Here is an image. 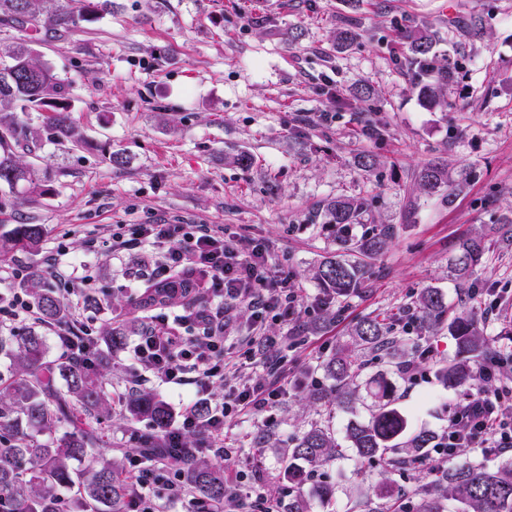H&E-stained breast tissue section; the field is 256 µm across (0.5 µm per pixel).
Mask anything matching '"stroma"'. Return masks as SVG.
<instances>
[{
    "mask_svg": "<svg viewBox=\"0 0 512 512\" xmlns=\"http://www.w3.org/2000/svg\"><path fill=\"white\" fill-rule=\"evenodd\" d=\"M473 15L481 20L475 33L467 29ZM423 27L457 74L437 108L419 97L397 44L399 30ZM343 28L353 39L340 46L334 35ZM35 50L64 81V102L88 144L34 149L30 160L52 194L0 188V234L19 224L45 229L41 252L15 256V264L42 267L49 250L73 259L98 236L86 272L91 302L81 310L94 333L124 312L142 259L138 250L119 258L109 250V234L126 225L221 224L268 244L292 273L302 312L268 319L265 335L288 336V344L261 347L245 373L213 384L208 401L265 375V357L287 358L279 400L226 420L232 454L223 461L225 477L253 493L237 512H259L264 498L287 503L281 463L300 428L318 421L341 439L351 419L369 416L361 403L328 414L306 399L311 385L324 384L318 365L347 326L381 314L393 317L396 335H418L409 307L426 288L461 308L463 290L448 275L456 241L512 215V0H362L356 8L348 0H112L110 10L88 12L78 30ZM241 152L252 156L250 167L234 163ZM367 153L377 168L362 167ZM434 158L470 174L452 204L415 181ZM339 196L365 203L353 238L395 228L367 287L343 305L312 277L335 247L320 209ZM473 281L477 314L496 334L512 321V247L492 245ZM334 312L338 321L324 323ZM427 344L420 377L397 380L396 397L412 427L439 432L458 394L438 382L436 364L456 347L447 335ZM321 479L337 491L314 512H347L381 475L347 456Z\"/></svg>",
    "mask_w": 512,
    "mask_h": 512,
    "instance_id": "stroma-1",
    "label": "stroma"
}]
</instances>
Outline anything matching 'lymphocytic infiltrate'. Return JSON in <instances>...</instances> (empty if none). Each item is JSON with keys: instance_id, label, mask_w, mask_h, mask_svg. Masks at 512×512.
<instances>
[{"instance_id": "f902f5d3", "label": "lymphocytic infiltrate", "mask_w": 512, "mask_h": 512, "mask_svg": "<svg viewBox=\"0 0 512 512\" xmlns=\"http://www.w3.org/2000/svg\"><path fill=\"white\" fill-rule=\"evenodd\" d=\"M137 248L146 254L143 264L150 280L201 274L207 280L209 301L197 309L183 307L174 316L163 312L153 315L129 349V380L137 386L154 380L190 392L188 403L182 405L161 437L163 447H179L184 435L202 430L210 438L213 456L224 458L228 454L225 418L272 407L280 389L270 381L243 387L204 419L196 412L197 399L207 393L214 380L239 371L251 361L256 344L263 341L266 318L288 317L299 306L301 299L293 279L277 268L265 245L235 239L220 224H133L127 233L113 236L110 242L116 256ZM22 276V269L0 268V325L37 318L33 305L12 287ZM234 302L252 311L254 322L247 335L234 334L230 318ZM476 446L498 454L512 452V399L506 393H471L450 406L448 429L429 463L438 466L447 462L455 449ZM170 463V457L160 456L146 469L140 457L130 458L128 469L140 478L131 512H159L167 501L185 503V512H205L200 502L190 497L180 475L170 473Z\"/></svg>"}]
</instances>
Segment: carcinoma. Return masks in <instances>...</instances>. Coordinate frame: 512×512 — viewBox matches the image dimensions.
<instances>
[{
  "label": "carcinoma",
  "instance_id": "obj_1",
  "mask_svg": "<svg viewBox=\"0 0 512 512\" xmlns=\"http://www.w3.org/2000/svg\"><path fill=\"white\" fill-rule=\"evenodd\" d=\"M50 0H0V30L26 29L30 18L46 12V31L54 36L78 28L90 7L88 0H68L66 5L47 7ZM399 40L405 57L420 77L418 95L434 107L439 93L452 80L448 67L436 65V42L426 28L402 32ZM65 85L53 67L40 59L31 41L17 38L0 52V185L11 189L23 185L35 196H44L52 188L35 177L31 163L24 159L37 143H67L73 149L86 145L82 132L74 126L67 106L59 101ZM43 113L36 127L20 115ZM420 188L439 194L453 203L467 184L466 172L452 173L448 163L434 160L416 174ZM364 211L359 198L337 197L326 204L327 224L335 228L343 253L323 257L315 267L313 279L332 298H347L365 289L370 260L385 248L394 227L385 226L361 240L349 238L351 226ZM43 225L20 224L10 234L0 236V258L22 251H38ZM512 241V219L488 224L480 232L461 239L449 259L450 273L461 285L469 283L482 264L491 244ZM21 288L46 320L68 325L71 312L50 287L47 277L32 271ZM189 297L186 284L160 282L143 295L130 300L131 311L122 319L105 322L100 330L101 343L112 350L128 336L139 334L145 326L135 311L178 304ZM419 328L430 336L443 332L452 336L456 356L438 363L437 377L447 388H470L479 381L478 369L500 359L493 337L473 316L462 314L448 318V302L437 288H425L415 301ZM393 325L377 316L364 317L350 330L349 339L338 344L335 353L322 361L318 369L332 381L328 390L313 389L309 403L331 412L354 403V380L364 367L362 356L380 355L400 371L415 361L421 337L410 341L392 335ZM0 351L9 360L0 373V512H128L136 483L127 472L124 449L97 454L98 425L118 413L128 423L148 420L155 436L138 435L140 447H158L159 437L173 421L167 402L153 392L135 390L125 395L114 409L112 378L103 373L108 358L97 349L94 364L80 361H49L44 337L32 329L22 336H0ZM366 394L375 410L366 420L349 422L342 446L330 427L315 422L296 437L284 457L283 475L288 482L303 483V473H313L351 451L363 463L377 460L383 472L424 466L430 448L439 435L410 428L407 417L395 406V385L385 375L365 383ZM66 425L62 435L51 443L34 441L33 433L56 431ZM181 464L185 480L198 500L209 508L224 503L227 486L223 466L208 456L203 440L191 434L184 440ZM67 487L72 497L62 502L59 489ZM336 489L330 484L316 486L311 492L299 489L289 495L288 512H313L312 500H330ZM368 512H512V457L474 454L465 449L455 452L448 465L423 473L422 484L407 498L391 505L383 504Z\"/></svg>",
  "mask_w": 512,
  "mask_h": 512
}]
</instances>
